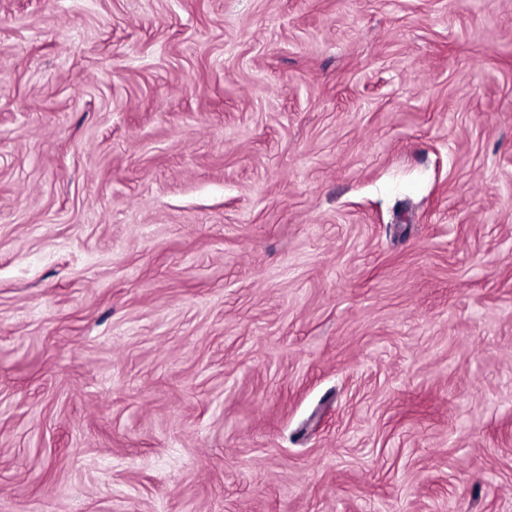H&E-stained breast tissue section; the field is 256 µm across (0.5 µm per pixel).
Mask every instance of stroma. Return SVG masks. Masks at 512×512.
Here are the masks:
<instances>
[{"mask_svg": "<svg viewBox=\"0 0 512 512\" xmlns=\"http://www.w3.org/2000/svg\"><path fill=\"white\" fill-rule=\"evenodd\" d=\"M0 512H512V0H0Z\"/></svg>", "mask_w": 512, "mask_h": 512, "instance_id": "35a3bbf8", "label": "stroma"}]
</instances>
